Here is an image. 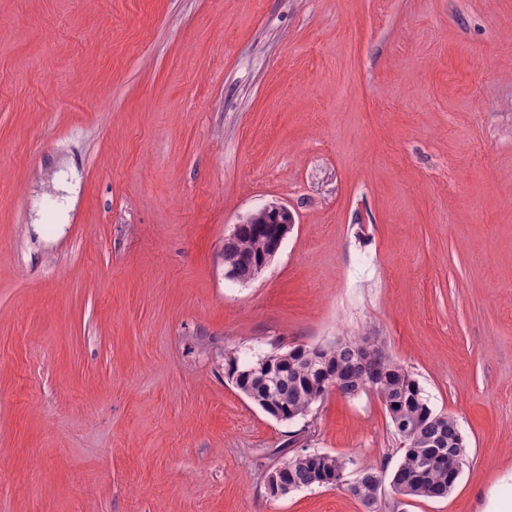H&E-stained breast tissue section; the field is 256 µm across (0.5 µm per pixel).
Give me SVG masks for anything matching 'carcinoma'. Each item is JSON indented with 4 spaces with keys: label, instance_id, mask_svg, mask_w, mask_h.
<instances>
[{
    "label": "carcinoma",
    "instance_id": "obj_1",
    "mask_svg": "<svg viewBox=\"0 0 512 512\" xmlns=\"http://www.w3.org/2000/svg\"><path fill=\"white\" fill-rule=\"evenodd\" d=\"M279 226L270 223L264 209L254 212L234 237L224 242V267L232 278L248 282L276 240ZM358 343L327 347L298 345L284 353H271L250 365L229 358L225 370L236 388L264 412L280 421H293L337 385L343 395L365 389L378 393L402 444V459L390 474V485L409 498L441 499L453 490L459 463L467 456L466 443L456 419L436 413L424 398L414 375L391 356L384 345L360 358ZM345 464L338 457L296 453L280 465L279 477L293 490L336 487L343 484ZM362 479L358 502L365 512H380L382 474L372 464L359 467Z\"/></svg>",
    "mask_w": 512,
    "mask_h": 512
}]
</instances>
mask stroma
<instances>
[{"instance_id": "obj_1", "label": "stroma", "mask_w": 512, "mask_h": 512, "mask_svg": "<svg viewBox=\"0 0 512 512\" xmlns=\"http://www.w3.org/2000/svg\"><path fill=\"white\" fill-rule=\"evenodd\" d=\"M294 220L256 279L224 242ZM0 512H363L380 397L279 421L225 374L378 339L454 416L448 497L512 512V0H0ZM279 477L292 490L308 487H336L346 479V467L337 456L320 453L319 456L295 453L280 466Z\"/></svg>"}]
</instances>
